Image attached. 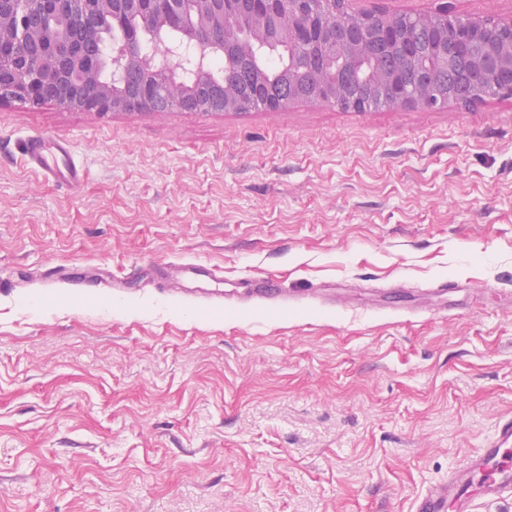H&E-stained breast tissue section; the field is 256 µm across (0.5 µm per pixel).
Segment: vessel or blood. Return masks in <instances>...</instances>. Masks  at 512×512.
<instances>
[{
	"instance_id": "vessel-or-blood-1",
	"label": "vessel or blood",
	"mask_w": 512,
	"mask_h": 512,
	"mask_svg": "<svg viewBox=\"0 0 512 512\" xmlns=\"http://www.w3.org/2000/svg\"><path fill=\"white\" fill-rule=\"evenodd\" d=\"M27 163L43 176L62 179L78 186L84 170L73 159L69 144L43 136H31L22 143ZM248 299L284 304L288 297L268 277L249 288ZM512 494V419L500 421L485 448L470 455L464 464L450 471L445 482L429 487L416 500V512H473L475 499H495Z\"/></svg>"
}]
</instances>
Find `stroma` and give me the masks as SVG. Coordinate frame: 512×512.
<instances>
[{
	"label": "stroma",
	"instance_id": "1",
	"mask_svg": "<svg viewBox=\"0 0 512 512\" xmlns=\"http://www.w3.org/2000/svg\"><path fill=\"white\" fill-rule=\"evenodd\" d=\"M34 135L71 144L79 189L26 165ZM198 261L224 298H192ZM0 275V512H411L512 417V96L0 102ZM268 276L287 308L244 300Z\"/></svg>",
	"mask_w": 512,
	"mask_h": 512
}]
</instances>
